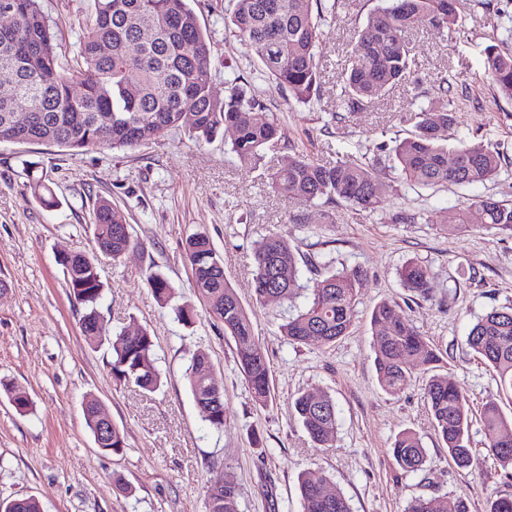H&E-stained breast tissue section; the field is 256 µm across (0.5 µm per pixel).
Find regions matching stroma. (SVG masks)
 <instances>
[{
    "instance_id": "1",
    "label": "stroma",
    "mask_w": 512,
    "mask_h": 512,
    "mask_svg": "<svg viewBox=\"0 0 512 512\" xmlns=\"http://www.w3.org/2000/svg\"><path fill=\"white\" fill-rule=\"evenodd\" d=\"M379 0H352L329 13L320 28L322 95L307 103L265 81L247 48L224 31L233 0H193L211 48L213 90L249 82L277 118L282 138L267 150L262 169H277L302 153L320 163L337 158L377 160L383 204L359 211L338 202L303 206L276 195L262 169L229 153L232 131L194 144L178 131L132 150L93 148L74 154L46 144L0 143V380L33 402L17 411L0 390V500L36 498L42 512H206L211 481L232 471L241 488L240 512H302L299 474L321 468L329 490H340L353 512H404L415 498H437L469 512H488L490 496L512 494V475L486 454L481 407L500 392L495 372L473 352L467 335L478 316L512 304V236L482 227L453 230L459 214L485 196L512 202V101L481 77L486 50L512 53V0H458V23L445 32L414 26L410 78L367 110L335 124L331 112L342 89L354 33ZM70 55L77 21L91 0H41ZM453 91L457 115L449 144L470 139L499 152L498 175L466 186L401 183L386 149L408 137L410 105H430L440 80ZM44 178L57 206L42 205L28 182ZM121 209L139 242L121 263L104 261L98 310L109 328L148 329L163 384L156 392L112 380L107 345L81 331L82 308L69 295L58 258L95 250L90 227L95 200ZM301 223H293L294 215ZM207 234L224 261V275L251 312L270 366L273 401L252 400L225 337L193 288L184 254L187 237ZM279 232L306 256L361 268L357 312L347 336L332 346L291 344L279 326L293 309L251 298L252 252L262 236ZM427 266L431 288L419 296L401 283L409 261ZM159 269L177 289L176 303L195 310L193 324L158 305L145 276ZM396 302L440 352L437 373L467 399L473 448L482 466L461 468L436 434L420 383L391 396L378 386L371 323L373 307ZM207 352L224 389V424L202 421L183 374L191 357ZM330 395L337 433L331 447H315L292 403L300 395ZM99 399L124 432L121 454L98 451L84 425L83 401ZM416 434L427 450L424 470L404 472L393 456L396 437ZM122 479L130 491L117 494Z\"/></svg>"
}]
</instances>
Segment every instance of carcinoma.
I'll list each match as a JSON object with an SVG mask.
<instances>
[{"instance_id": "cac0c4a2", "label": "carcinoma", "mask_w": 512, "mask_h": 512, "mask_svg": "<svg viewBox=\"0 0 512 512\" xmlns=\"http://www.w3.org/2000/svg\"><path fill=\"white\" fill-rule=\"evenodd\" d=\"M321 0H234L224 18L225 32L245 45L261 75L299 102L320 96L318 62ZM14 14L9 29L0 28V71L10 70L17 89L0 97V142L53 144L73 153L99 147L132 150L143 143L165 139L180 131L197 142L211 140L227 127L235 130L230 152L245 164L258 166L265 152L281 138L277 118L257 98L250 84H232L220 99L211 91V50L189 0H94V9L79 20L72 57L62 60L55 25L43 11L41 0H0V11ZM418 22L438 31L457 24V0H382L357 31L341 91L340 105L332 113L337 122L364 109L375 96L405 81L411 74L412 47L407 34ZM136 41L139 52L126 54ZM485 78L500 94L512 100V54L487 48ZM452 87L438 85L437 105L419 110L415 131L394 148L401 178L420 186L471 185L494 177L501 165L498 152L482 143L461 141L448 148L446 134L457 122L448 109ZM28 113V125L14 122L17 112ZM454 156L448 167V155ZM273 192L303 204L345 202L362 211L382 204L377 171L362 162L319 164L296 155L288 165L267 173ZM33 196L46 206L57 204L42 179L30 183ZM96 251L77 252L59 260L67 276L69 294L83 307L81 329L94 342L108 340L113 382L133 384L153 392L162 384L155 366V343L148 329L129 337L111 333L97 305L103 295L100 257L109 253L112 263L125 251L138 247L122 210L99 197L92 209ZM458 226H482L512 235V203L493 197L479 199L458 218ZM185 257L194 288L213 316L233 339L235 357L253 401H272L270 367L256 338L250 312L236 289L224 278V264L209 237L195 233L186 239ZM278 275L275 292L291 301L299 291L298 258L288 240L270 233L253 249V288L256 302H266L262 284ZM404 287L424 295L430 288L426 266L411 261L400 273ZM364 273L342 268L316 273L305 302L281 325V333L294 343L308 337L331 344L352 326ZM146 283L154 300L169 305L176 289L158 270H149ZM378 327L373 336L377 381L389 395L404 392L412 382L414 363L433 366L440 361L436 347L398 311L392 301H381L372 311ZM468 344L499 378L501 390L512 394V305L486 313L472 325ZM209 356L200 351L183 377L203 421L212 427L224 424V391L211 377ZM423 395L435 431L448 454L462 467L479 463L470 447V420L466 398L448 377L432 374ZM97 398L83 402V419L96 435ZM294 412L318 447L336 438L334 400L322 396L319 405L307 395L294 400ZM482 423L489 455L503 468L512 467V418L505 417L497 399L485 402ZM393 454L405 472L422 470L427 449L416 434L398 435ZM327 483L319 468H308L299 477L303 512H352L349 500L338 491L323 495ZM241 490L234 474L207 487V512H240ZM405 512H448L447 505L416 498Z\"/></svg>"}]
</instances>
